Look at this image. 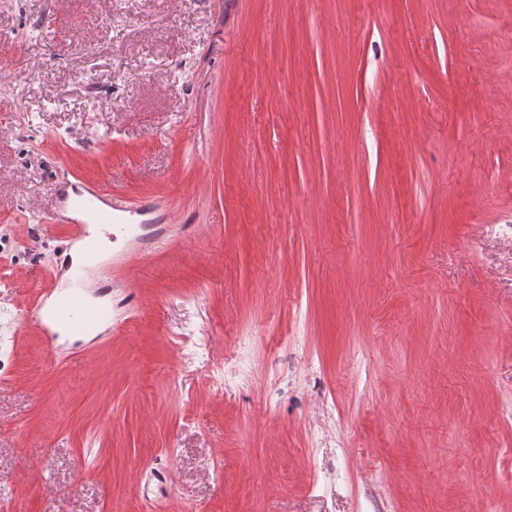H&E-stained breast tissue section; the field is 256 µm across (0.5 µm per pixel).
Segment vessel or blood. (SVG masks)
<instances>
[{
    "instance_id": "vessel-or-blood-1",
    "label": "vessel or blood",
    "mask_w": 512,
    "mask_h": 512,
    "mask_svg": "<svg viewBox=\"0 0 512 512\" xmlns=\"http://www.w3.org/2000/svg\"><path fill=\"white\" fill-rule=\"evenodd\" d=\"M61 202L59 219L70 227V244L79 249V261L71 269L68 287L55 282L39 286L33 310L43 336L55 341L64 336H93L112 321V307L94 301V284L85 279L86 272L103 265L104 234L118 232L137 245L131 225L125 224V207L102 185L81 188H59Z\"/></svg>"
}]
</instances>
